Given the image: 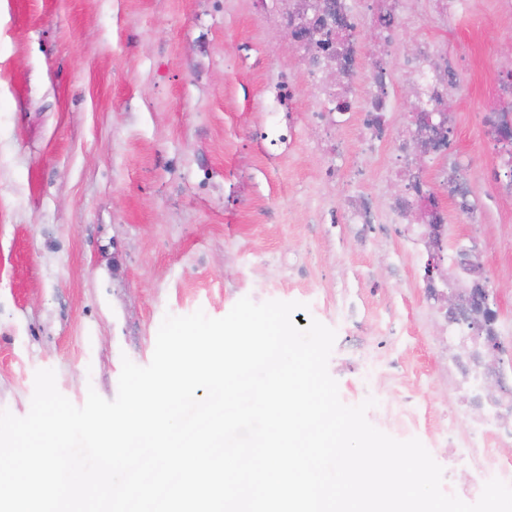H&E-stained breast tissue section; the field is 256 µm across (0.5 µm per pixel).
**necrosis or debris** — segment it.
Segmentation results:
<instances>
[{
    "instance_id": "1",
    "label": "necrosis or debris",
    "mask_w": 512,
    "mask_h": 512,
    "mask_svg": "<svg viewBox=\"0 0 512 512\" xmlns=\"http://www.w3.org/2000/svg\"><path fill=\"white\" fill-rule=\"evenodd\" d=\"M255 15L267 26L286 30L291 51L303 62L312 106L304 114L317 134L316 143L326 162L320 182L336 188L342 175L336 166L345 143L337 133L356 126L371 149L387 147L390 161L385 177L399 185L386 199L362 191L341 193L337 200L316 209L315 224H357L362 233L375 225L394 227L413 255L438 257L439 273L425 279L424 288L441 321L443 345L455 367L458 409L473 424L464 446L449 444L459 459L475 462L467 485L479 498L493 478L512 484V463L483 466L490 445H512V366L493 360L502 334L494 303L483 300L489 281L482 268L478 244L448 247L451 221H478L474 179L495 189L496 198L512 204V60L499 62L497 77L485 95L480 112L484 137L491 147L481 169L461 159L456 144V112L450 104L462 58L435 49L427 41L399 52L408 0H250ZM368 28L374 45L373 62L363 81L358 34ZM401 71L413 103L405 128H397L393 71ZM270 95L257 102L267 116L272 141L282 142L295 132L292 102L297 87L286 77L270 83ZM437 163L435 181L422 171L424 160ZM455 201L447 209L441 193Z\"/></svg>"
}]
</instances>
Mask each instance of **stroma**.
<instances>
[{
	"label": "stroma",
	"mask_w": 512,
	"mask_h": 512,
	"mask_svg": "<svg viewBox=\"0 0 512 512\" xmlns=\"http://www.w3.org/2000/svg\"><path fill=\"white\" fill-rule=\"evenodd\" d=\"M434 27L413 0L404 44L447 41L467 57L453 91L458 149L484 160L479 102L496 61L512 57V19L494 0ZM282 30L249 0H0V410H30L37 370L83 405L114 399L123 359L148 365L165 315L225 316L243 298L298 301L293 321L334 328L328 371L343 403L371 397L369 422L418 438L444 470L465 439L449 362L415 262L394 234L309 221L319 203L315 137L271 161L250 98L282 67L310 98ZM342 171L387 191L386 151L343 131ZM480 224H452L448 244L479 238L491 295L512 326V205L476 184ZM354 304L346 312V304Z\"/></svg>",
	"instance_id": "obj_1"
}]
</instances>
